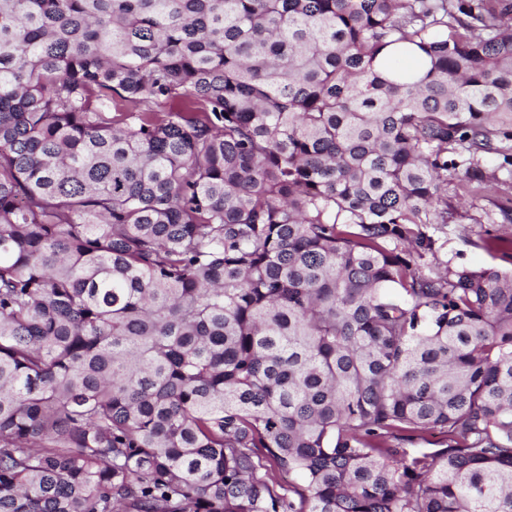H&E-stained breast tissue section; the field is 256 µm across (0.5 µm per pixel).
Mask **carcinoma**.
<instances>
[{
  "mask_svg": "<svg viewBox=\"0 0 512 512\" xmlns=\"http://www.w3.org/2000/svg\"><path fill=\"white\" fill-rule=\"evenodd\" d=\"M498 114L512 0H0V512H512ZM467 157H456L459 166L448 171V224H434L433 235L438 239L439 258L457 267L482 268L498 266L510 271L512 265L499 254L487 250L480 240L492 235L512 237V220H505L503 211L512 217V178L505 168L497 170L498 182L485 190L462 188L465 184ZM491 219V220H490ZM494 221V223H492Z\"/></svg>",
  "mask_w": 512,
  "mask_h": 512,
  "instance_id": "obj_1",
  "label": "carcinoma"
}]
</instances>
